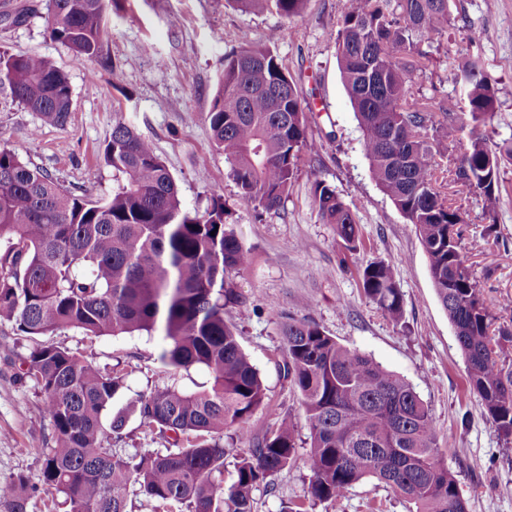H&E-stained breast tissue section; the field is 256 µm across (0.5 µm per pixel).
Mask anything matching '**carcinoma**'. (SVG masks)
<instances>
[{
    "instance_id": "obj_1",
    "label": "carcinoma",
    "mask_w": 512,
    "mask_h": 512,
    "mask_svg": "<svg viewBox=\"0 0 512 512\" xmlns=\"http://www.w3.org/2000/svg\"><path fill=\"white\" fill-rule=\"evenodd\" d=\"M242 11L299 16L307 0H228ZM451 0H348L330 38L347 96L357 116L374 180L408 223L428 256L439 300L465 356L469 382L497 433L512 437V373L500 364V339L467 265L459 225L469 212L442 191L436 173L482 202L492 218L500 200V170L512 163V141L489 145L497 88L478 58L455 64L446 49L454 104L414 89L432 53L423 43L451 26ZM119 0H45L49 37L76 60L108 64L106 9ZM225 56L208 112L213 145L230 166L240 199L253 211L277 212L292 185L308 137L309 102L282 63L271 35L262 45L241 38ZM0 85L49 125L64 124L72 90L67 75L39 55L0 50ZM458 149L448 168L437 156ZM112 196L89 200L0 144V325L32 342L20 356L21 378L43 396L52 431L45 449L43 492L62 497L66 512H128L126 490L154 503L155 512H255L254 491L296 460V423L280 426L247 448L253 414L266 388L245 354L224 308L248 314L232 274L250 263L234 213L221 198L199 213L186 207L153 144L121 118L104 142ZM312 199L322 223L336 226L346 249L357 250L354 210L321 179ZM361 287L391 319L402 294L390 265L370 262ZM78 329L87 336L146 333L160 339L161 362L206 368L203 392L175 387L142 393L117 410L110 431L120 438L131 418L167 439L170 448L113 452L102 416L125 376L103 372L43 336ZM283 376L297 392L309 432L305 501L289 512L332 504L365 478H375L415 512H468L457 479L438 455L437 428L411 384L356 348L338 343L316 323L282 316ZM236 452L235 477L224 484V460ZM37 487L22 476L0 480L10 512H28Z\"/></svg>"
}]
</instances>
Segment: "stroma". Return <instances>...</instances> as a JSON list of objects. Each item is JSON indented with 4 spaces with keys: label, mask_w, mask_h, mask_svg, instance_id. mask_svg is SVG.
Here are the masks:
<instances>
[{
    "label": "stroma",
    "mask_w": 512,
    "mask_h": 512,
    "mask_svg": "<svg viewBox=\"0 0 512 512\" xmlns=\"http://www.w3.org/2000/svg\"><path fill=\"white\" fill-rule=\"evenodd\" d=\"M347 0H308L291 20L254 15L225 0H126L112 16L105 48L110 67L74 60L69 48L46 31L43 0H0V49L51 60L68 77L72 106L64 125L42 123L0 88V142L91 200L111 196L112 169L100 151L122 114L149 139L175 179L190 209L205 211L222 197L234 211L236 231L251 250L249 267L237 274L239 290L253 311L226 307L240 344L267 388V405L250 420L252 438L299 418L300 400L284 379L281 317L317 323L342 344L372 356L412 384L438 427L439 456L459 484L469 512H512V439L499 436L467 381L465 358L430 277L427 255L408 224L374 181L362 135L344 89L329 38ZM457 14L478 23L479 44L464 54L479 56L498 92L490 128L493 142L512 138V0H457ZM278 32L277 53L313 111L309 137L318 151L302 154L297 176L279 213L255 217L238 196L222 154L214 150L207 119L224 70V58L239 50L241 34L264 43ZM322 179L356 215L360 246L347 251L331 224L319 221L311 187ZM495 235L482 239L488 223L480 204L469 203L461 225L471 272L493 317V327L512 330V165L502 174ZM389 264L403 298L402 317L392 320L361 288L362 267ZM51 343L77 352L102 368L121 365L126 387L112 403L124 407L137 394L176 385L209 389L212 377L198 367L175 370L159 359L160 342L147 335L88 336L64 329ZM28 341L0 326V479L41 481L42 451L52 444L41 394L20 378V354ZM297 458L272 485L254 493L257 512H288L303 499L310 473L305 459L308 431L298 426ZM411 505L375 479L354 485L344 498L314 512H410Z\"/></svg>",
    "instance_id": "35a3bbf8"
}]
</instances>
